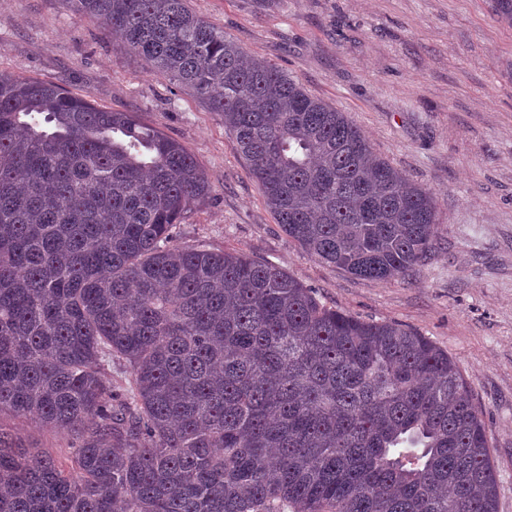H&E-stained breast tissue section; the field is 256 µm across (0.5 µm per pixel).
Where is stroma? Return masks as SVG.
<instances>
[{
	"instance_id": "stroma-1",
	"label": "stroma",
	"mask_w": 512,
	"mask_h": 512,
	"mask_svg": "<svg viewBox=\"0 0 512 512\" xmlns=\"http://www.w3.org/2000/svg\"><path fill=\"white\" fill-rule=\"evenodd\" d=\"M236 41L345 112L410 182L439 232L423 266L388 282L305 253L278 224L224 123L64 0H0V70L134 113L182 143L212 194L176 241L282 266L326 307L395 321L448 352L484 411L498 512H512V27L492 0H189ZM0 424L56 459L69 435Z\"/></svg>"
}]
</instances>
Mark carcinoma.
Segmentation results:
<instances>
[{
	"instance_id": "obj_1",
	"label": "carcinoma",
	"mask_w": 512,
	"mask_h": 512,
	"mask_svg": "<svg viewBox=\"0 0 512 512\" xmlns=\"http://www.w3.org/2000/svg\"><path fill=\"white\" fill-rule=\"evenodd\" d=\"M65 3L221 117L306 253L382 282L426 257L430 191L188 0ZM211 192L133 113L0 71V412L76 443L66 466L0 427V512H497L448 352L277 265L176 244Z\"/></svg>"
}]
</instances>
